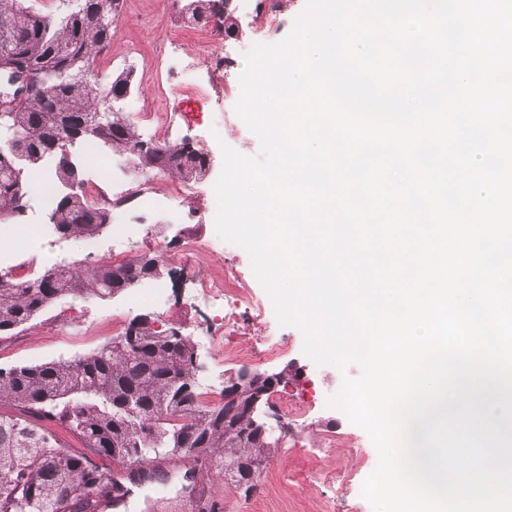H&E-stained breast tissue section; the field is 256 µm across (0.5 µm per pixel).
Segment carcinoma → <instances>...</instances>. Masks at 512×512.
<instances>
[{"mask_svg": "<svg viewBox=\"0 0 512 512\" xmlns=\"http://www.w3.org/2000/svg\"><path fill=\"white\" fill-rule=\"evenodd\" d=\"M43 12L28 0H0V61L37 66L39 87L15 107L0 110V223L18 221L29 207L30 174L50 172L55 196L48 224L60 239L85 241L112 223V209L90 196L77 150L105 147L140 172L160 170L183 182L207 174L208 154L187 140L142 137L123 103L136 87L130 68L103 73L123 0H60ZM230 0H183L182 17L225 34L237 28ZM166 261L143 253L114 264H58L25 278L0 279V336L35 320L69 296L105 300L147 280L164 277ZM196 344L175 327L141 316L124 334L73 362L0 368V512H104L117 490L108 460L141 485L158 473L160 459L191 455L247 497L288 430L262 427L247 415L256 390L236 392L238 415L210 406L197 393ZM53 419L81 449L66 446Z\"/></svg>", "mask_w": 512, "mask_h": 512, "instance_id": "cac0c4a2", "label": "carcinoma"}]
</instances>
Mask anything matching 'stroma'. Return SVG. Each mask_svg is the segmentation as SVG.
Wrapping results in <instances>:
<instances>
[{"label":"stroma","mask_w":512,"mask_h":512,"mask_svg":"<svg viewBox=\"0 0 512 512\" xmlns=\"http://www.w3.org/2000/svg\"><path fill=\"white\" fill-rule=\"evenodd\" d=\"M178 11L177 0H124L110 51L102 63L106 71L135 67L137 88L127 98L125 109L138 124L147 121L141 109L145 103L154 104L159 112L182 113L175 138L190 140L213 159L210 173L192 184L190 193L169 208L152 214L118 212L113 217L117 224L144 225L146 233L133 247V254L164 256L173 271L162 280L166 302L162 307L146 309L134 305L127 292L107 300L79 296L63 299L30 327L0 337V367L78 359L111 341L143 314L155 318L162 327L175 326L191 336L207 377L235 373L239 368L236 351L251 346L256 337L286 336L288 353L259 362L258 368L300 371L297 381L276 388L271 397L277 407L299 406L300 416L265 468L258 494L243 498L213 475L205 476L203 482L212 489L219 512H372L361 495V486L378 464L377 450L364 429L328 404L343 377L360 376V366L353 363L341 371L330 365H316L307 357L301 330L278 324L272 301L256 279L247 252L215 231L212 198L222 168V145L249 157L260 153L258 138L235 112L241 97L239 75L255 22L239 15L240 39L217 33L207 43L189 36L190 26L180 20ZM189 226L210 244L195 276L186 271L188 259L182 245ZM0 252L15 253L31 274L47 267L50 254L58 260L88 259L82 243L59 240L50 232L37 249H29L27 241L17 235L15 225L1 223ZM231 272L248 281L266 314H248L230 335H200L201 326L223 317L224 305L212 302L198 308L191 304L196 278H217ZM123 512L196 509L193 498L180 493L174 481L166 478L145 483L141 496L131 500Z\"/></svg>","instance_id":"1"}]
</instances>
